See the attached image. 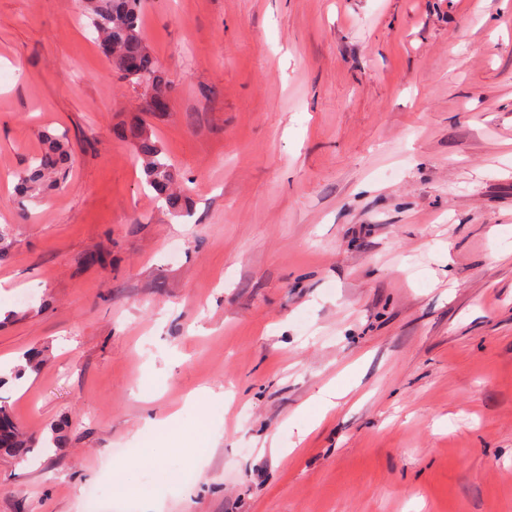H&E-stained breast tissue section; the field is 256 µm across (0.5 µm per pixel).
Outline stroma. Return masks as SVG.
<instances>
[{
  "label": "stroma",
  "instance_id": "stroma-1",
  "mask_svg": "<svg viewBox=\"0 0 512 512\" xmlns=\"http://www.w3.org/2000/svg\"><path fill=\"white\" fill-rule=\"evenodd\" d=\"M142 30L163 114L79 0H0V403L37 443L0 512H124L120 464L136 512H512V0H148ZM46 129L68 182L18 202ZM113 134L134 145L143 162V173L147 186L162 200L169 211L178 213L183 208L182 198L174 191L177 174L158 140H154L142 123H132L113 131Z\"/></svg>",
  "mask_w": 512,
  "mask_h": 512
}]
</instances>
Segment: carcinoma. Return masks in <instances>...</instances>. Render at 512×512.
<instances>
[{
	"mask_svg": "<svg viewBox=\"0 0 512 512\" xmlns=\"http://www.w3.org/2000/svg\"><path fill=\"white\" fill-rule=\"evenodd\" d=\"M145 0H82V9L93 29L94 40L110 70L119 78L139 84L148 81L149 99L166 96L162 89L160 65L143 41L140 21ZM113 134L134 145L143 162L147 186L162 200L168 210L178 213L182 198L174 191L177 174L159 141L153 139L142 123H132ZM46 148L18 174L17 195L35 197L42 188L65 182L71 146L65 135L43 133ZM30 442L12 420L7 406L0 405V450L24 457L30 452Z\"/></svg>",
	"mask_w": 512,
	"mask_h": 512,
	"instance_id": "1",
	"label": "carcinoma"
}]
</instances>
